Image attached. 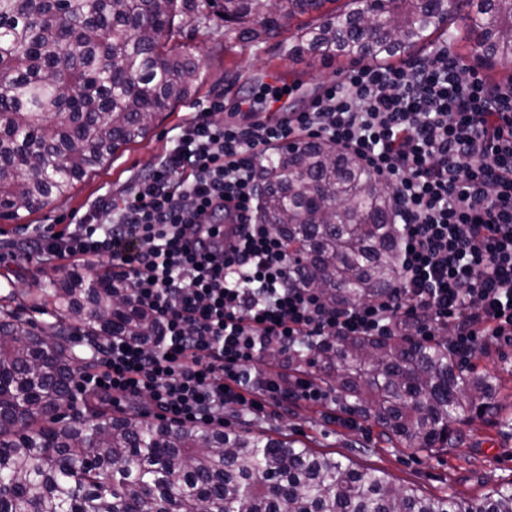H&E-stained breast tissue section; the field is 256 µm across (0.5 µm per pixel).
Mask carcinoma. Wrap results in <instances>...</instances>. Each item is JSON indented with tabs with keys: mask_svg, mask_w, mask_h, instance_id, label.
Wrapping results in <instances>:
<instances>
[{
	"mask_svg": "<svg viewBox=\"0 0 512 512\" xmlns=\"http://www.w3.org/2000/svg\"><path fill=\"white\" fill-rule=\"evenodd\" d=\"M0 0V219L69 196L91 170L145 137L157 114L197 92L201 61L175 37L224 20V45L260 43L297 16L290 54L388 62L444 29L435 0ZM473 51L512 66V0H466ZM260 220L288 240L293 282L329 304L387 294L401 275L388 190L327 139L279 150L264 169ZM0 296V512H512V484L466 501L420 495L374 468L261 432L171 426L76 399L82 358L69 329L97 345L146 338L156 323L112 276H66ZM52 321L35 329L24 304ZM318 380L416 452L462 436L476 410L498 415L496 377L448 354V337L328 339L294 354Z\"/></svg>",
	"mask_w": 512,
	"mask_h": 512,
	"instance_id": "1",
	"label": "carcinoma"
}]
</instances>
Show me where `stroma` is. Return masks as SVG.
Instances as JSON below:
<instances>
[{"mask_svg":"<svg viewBox=\"0 0 512 512\" xmlns=\"http://www.w3.org/2000/svg\"><path fill=\"white\" fill-rule=\"evenodd\" d=\"M450 29L451 37L432 40L414 52V59L444 48L471 66L479 78L507 88V69L480 63L470 42L464 41L463 14H456ZM181 41L202 59L203 83L197 96L179 103L155 122L145 138L122 147L91 171L70 196L23 220L0 221V284L9 279L17 287L27 288L37 280L73 274V267H61L59 261L28 266L20 256L39 236L67 230L80 217L96 215L99 201L121 203L135 180L171 151L180 127L214 98L224 100V120L247 125L264 117L267 104L257 98L259 86L288 87L281 105L289 111L298 110L353 66L343 57L290 55L272 40L225 50L224 22L216 16L207 24L186 28ZM472 362L478 369L497 375L499 409L512 414V346L477 354ZM347 415V409L328 399L300 400L269 407L258 418L235 408L225 409L224 426L306 442L315 451L343 455L358 466L382 470L396 483L414 486L426 495L454 492L475 499L495 486L512 482V433L501 431L494 416L474 414L463 445L429 456L384 441L369 421L361 419L356 426H349Z\"/></svg>","mask_w":512,"mask_h":512,"instance_id":"35a3bbf8","label":"stroma"}]
</instances>
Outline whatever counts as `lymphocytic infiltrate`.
<instances>
[{
    "label": "lymphocytic infiltrate",
    "instance_id": "lymphocytic-infiltrate-1",
    "mask_svg": "<svg viewBox=\"0 0 512 512\" xmlns=\"http://www.w3.org/2000/svg\"><path fill=\"white\" fill-rule=\"evenodd\" d=\"M220 100L185 126L103 226L38 240L36 258L92 264L156 318L151 342L94 347L79 386L145 398L178 423L220 426L226 408L326 392L263 352L291 358L329 336L448 333L467 360L512 345V92L486 86L441 49L404 67L363 63L300 112L247 126ZM328 138L388 189L401 277L379 300L343 308L293 284L287 240L256 221L263 162L298 135Z\"/></svg>",
    "mask_w": 512,
    "mask_h": 512
}]
</instances>
